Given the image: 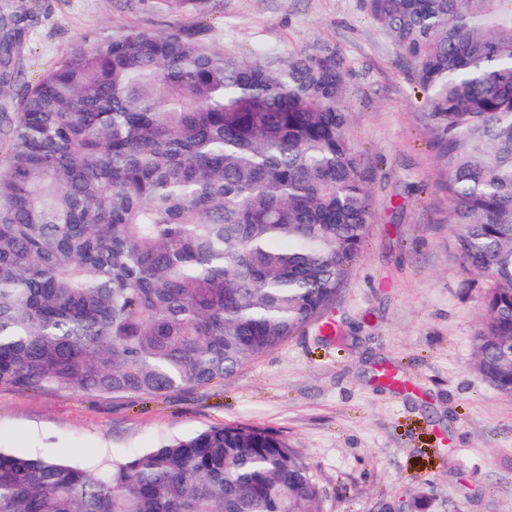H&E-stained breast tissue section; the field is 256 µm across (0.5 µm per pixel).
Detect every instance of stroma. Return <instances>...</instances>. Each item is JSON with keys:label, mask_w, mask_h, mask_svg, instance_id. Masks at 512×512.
Returning a JSON list of instances; mask_svg holds the SVG:
<instances>
[{"label": "stroma", "mask_w": 512, "mask_h": 512, "mask_svg": "<svg viewBox=\"0 0 512 512\" xmlns=\"http://www.w3.org/2000/svg\"><path fill=\"white\" fill-rule=\"evenodd\" d=\"M21 2L30 19L0 113L101 33H180L274 64L335 48L351 137L374 173L373 222L329 314L334 335L312 325L224 381L151 396L0 385V448L92 466L247 423L303 451L326 512H512V396L473 358L485 282L448 248L419 89L366 0H207L179 18L151 0Z\"/></svg>", "instance_id": "1"}]
</instances>
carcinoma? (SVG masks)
<instances>
[{
	"label": "carcinoma",
	"mask_w": 512,
	"mask_h": 512,
	"mask_svg": "<svg viewBox=\"0 0 512 512\" xmlns=\"http://www.w3.org/2000/svg\"><path fill=\"white\" fill-rule=\"evenodd\" d=\"M367 7L414 68L449 247L487 282L476 369L512 396V0ZM23 21L0 11L1 54ZM344 70L330 47L271 65L127 31L71 51L0 113V385L179 391L326 318L373 222ZM0 512H325V499L300 449L243 423L95 470L0 448Z\"/></svg>",
	"instance_id": "carcinoma-1"
}]
</instances>
